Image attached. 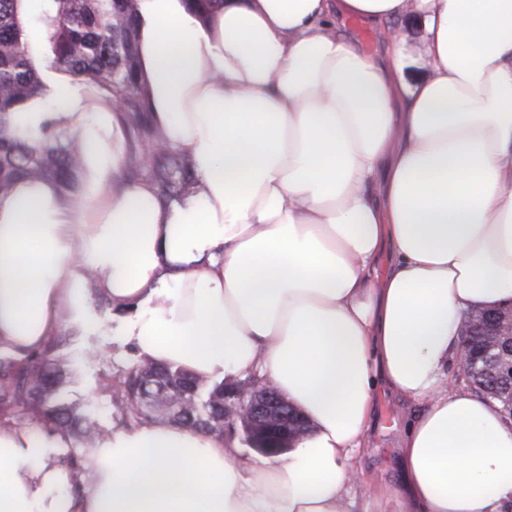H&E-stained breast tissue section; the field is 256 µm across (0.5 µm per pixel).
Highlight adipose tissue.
I'll list each match as a JSON object with an SVG mask.
<instances>
[{"instance_id": "adipose-tissue-1", "label": "adipose tissue", "mask_w": 512, "mask_h": 512, "mask_svg": "<svg viewBox=\"0 0 512 512\" xmlns=\"http://www.w3.org/2000/svg\"><path fill=\"white\" fill-rule=\"evenodd\" d=\"M156 128L199 190L164 202L125 176L126 119L49 73L77 133L80 204L47 181L0 197V344L23 357L93 295L139 359L207 381L253 376L311 429L287 454L160 422L92 448L87 489L66 442L0 425V512H344L377 388L413 405L397 493L414 512L512 503V421L450 382L468 311L512 302V0H137ZM423 21L416 87L402 77ZM384 25L357 48L339 22ZM387 255L383 275L374 265Z\"/></svg>"}]
</instances>
